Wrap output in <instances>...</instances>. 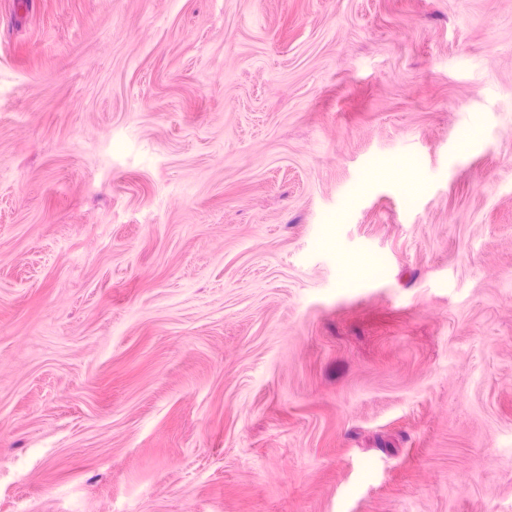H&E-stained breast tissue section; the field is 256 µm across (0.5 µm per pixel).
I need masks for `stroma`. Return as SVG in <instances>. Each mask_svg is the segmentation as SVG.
<instances>
[{"mask_svg":"<svg viewBox=\"0 0 512 512\" xmlns=\"http://www.w3.org/2000/svg\"><path fill=\"white\" fill-rule=\"evenodd\" d=\"M0 512H512V0H0Z\"/></svg>","mask_w":512,"mask_h":512,"instance_id":"35a3bbf8","label":"stroma"}]
</instances>
